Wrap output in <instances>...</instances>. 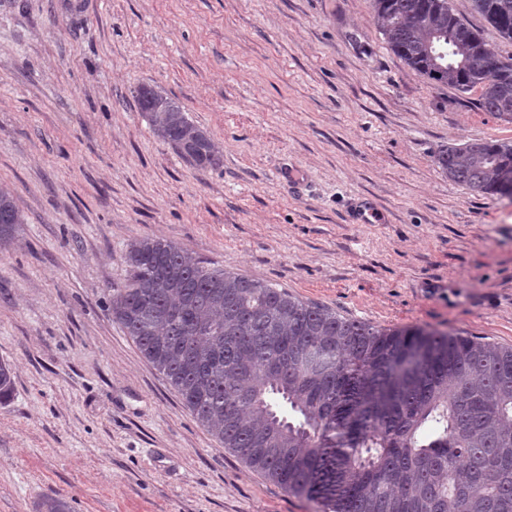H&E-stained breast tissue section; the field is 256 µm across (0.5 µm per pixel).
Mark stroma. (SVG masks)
<instances>
[{"label": "stroma", "mask_w": 512, "mask_h": 512, "mask_svg": "<svg viewBox=\"0 0 512 512\" xmlns=\"http://www.w3.org/2000/svg\"><path fill=\"white\" fill-rule=\"evenodd\" d=\"M178 102L220 164L158 140L135 91ZM419 75L373 0H0V512H319L200 425L107 307L129 245L341 316L512 346V198L436 166L512 123ZM25 219L15 204L12 193L0 187V246L11 245Z\"/></svg>", "instance_id": "obj_1"}]
</instances>
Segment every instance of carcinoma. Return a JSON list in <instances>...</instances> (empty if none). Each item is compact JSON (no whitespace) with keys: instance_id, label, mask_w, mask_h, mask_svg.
Returning a JSON list of instances; mask_svg holds the SVG:
<instances>
[{"instance_id":"carcinoma-1","label":"carcinoma","mask_w":512,"mask_h":512,"mask_svg":"<svg viewBox=\"0 0 512 512\" xmlns=\"http://www.w3.org/2000/svg\"><path fill=\"white\" fill-rule=\"evenodd\" d=\"M512 23V0H473ZM391 50L418 74L512 122V62L436 70L437 39L459 60L491 49L448 0H374ZM154 133L198 169L209 135L153 87L136 90ZM435 164L482 196H512V144L442 146ZM25 219L0 187V246ZM108 311L194 418L252 471L321 512H512V347L416 326L346 318L267 282L208 267L174 243L130 244ZM14 397L0 361V406ZM38 512H72L44 496Z\"/></svg>"}]
</instances>
